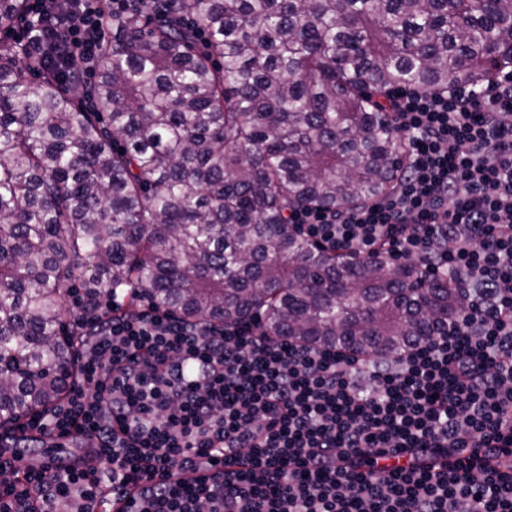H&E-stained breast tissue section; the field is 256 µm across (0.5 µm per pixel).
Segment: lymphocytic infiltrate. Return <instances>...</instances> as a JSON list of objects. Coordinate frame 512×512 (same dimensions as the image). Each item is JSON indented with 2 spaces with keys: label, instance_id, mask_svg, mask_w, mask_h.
<instances>
[{
  "label": "lymphocytic infiltrate",
  "instance_id": "f902f5d3",
  "mask_svg": "<svg viewBox=\"0 0 512 512\" xmlns=\"http://www.w3.org/2000/svg\"><path fill=\"white\" fill-rule=\"evenodd\" d=\"M92 60L104 0H32ZM407 161L394 191L301 208L313 243L418 268L468 299L447 330L373 359L270 336L260 318L191 322L118 297L89 325L64 400L28 421L87 439L99 465L0 456V512H512V68L387 95Z\"/></svg>",
  "mask_w": 512,
  "mask_h": 512
}]
</instances>
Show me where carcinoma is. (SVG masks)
<instances>
[{"mask_svg": "<svg viewBox=\"0 0 512 512\" xmlns=\"http://www.w3.org/2000/svg\"><path fill=\"white\" fill-rule=\"evenodd\" d=\"M28 11L0 0V30ZM96 67L84 85L55 47L0 52V439L77 374V288L189 321L259 312L271 336L369 357L464 304L289 215L389 193L405 153L387 92L512 67V0H144L112 12Z\"/></svg>", "mask_w": 512, "mask_h": 512, "instance_id": "carcinoma-1", "label": "carcinoma"}]
</instances>
